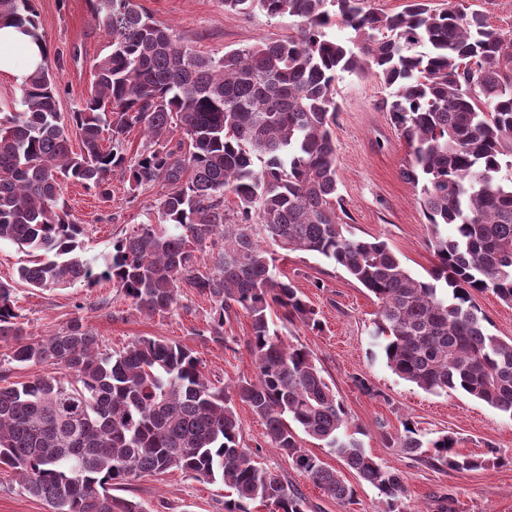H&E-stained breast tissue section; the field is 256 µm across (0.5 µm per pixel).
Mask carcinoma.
I'll return each instance as SVG.
<instances>
[{"label":"carcinoma","instance_id":"1","mask_svg":"<svg viewBox=\"0 0 512 512\" xmlns=\"http://www.w3.org/2000/svg\"><path fill=\"white\" fill-rule=\"evenodd\" d=\"M35 2L0 0V18L42 44ZM91 2L110 41L82 108L68 121L61 115L63 62L45 59L20 87L18 109L0 115V241L37 253L18 269L20 282L92 288L109 280L149 317L169 313L187 284L214 302L208 332L217 342L224 319L246 312L255 377L219 386L191 350L163 338L107 351L78 317L30 342L15 287L0 281V343L10 360L65 370L0 386V467L50 512H146L112 486L173 468L222 481L224 512H307L306 498L242 443V403L263 420V443L327 495L349 501L354 488L303 448L300 432L375 487L382 512H406L403 475L366 451L310 351L272 328L278 311L313 331L321 322L305 295L276 276L264 244L320 256L366 288L379 304L374 335L398 377L433 394L461 391L512 419V338L490 333L473 303V293L490 291L512 305V177L502 175L512 168V37L451 0L440 9L406 0L394 14L364 0H222L229 12L292 23L286 35L216 58L153 21L137 0ZM333 24L352 36L330 37ZM344 72L376 74L394 88L381 106L411 148L402 176L421 187L434 256L425 278L336 213L335 82ZM135 127L147 145L130 156L125 135ZM116 169L130 195L157 187L159 198L96 274L63 186L78 182L108 200ZM448 224L451 238L441 231ZM202 254L212 262L205 272ZM388 442L456 472L503 462L462 455L455 437L424 440L414 428Z\"/></svg>","mask_w":512,"mask_h":512}]
</instances>
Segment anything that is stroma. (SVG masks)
Wrapping results in <instances>:
<instances>
[{
	"mask_svg": "<svg viewBox=\"0 0 512 512\" xmlns=\"http://www.w3.org/2000/svg\"><path fill=\"white\" fill-rule=\"evenodd\" d=\"M139 3L155 22L173 28L193 50L213 57L286 35L290 24L289 19H270L258 12H225L222 0ZM37 8L50 55L64 62L57 108L66 115L85 98L93 62L107 52L109 38L96 24L89 0H37ZM335 89L340 106L335 128L338 214L358 237L385 242L413 275L426 276L434 262L430 230L419 204V188L401 174L409 148L389 114L380 108L389 90L376 75L350 73L339 74ZM109 183L112 196L107 200L78 183L63 189L71 221L83 228L81 254L97 267L111 255L114 240L144 221L157 197L153 189L130 197L127 179L118 171ZM29 259L27 250L0 243V280L16 284V307L29 340L62 331L77 317L104 348L119 351L141 337L164 338L191 349L212 380L233 383L254 376L245 345L251 320L245 312L232 315L224 324L223 341L215 342L205 334L214 304L189 286H182L179 302L170 313L149 317L106 281L92 288H32L20 283L17 272ZM275 265L277 275L291 280L308 298L322 325L318 331L299 324L282 325L280 336L311 352L326 379L335 384L351 425L362 431L366 450L403 474L408 512H440L447 503L455 512H512V418L462 393L430 394L396 376L373 334L378 311L375 297L341 268L306 253L277 258ZM237 412L242 440L254 449L259 466L299 490L310 512H380L376 490L345 470L329 448L307 437L302 440L304 448L353 482L351 501L328 496L288 457L263 446V422L248 406L238 405ZM407 422L428 439L454 436L462 454L480 455L493 448L506 462L456 472L439 462L407 455L386 440L387 434L402 432ZM113 492L144 503L150 512H224L226 496L222 482H203L178 470L135 479L114 487ZM0 512H48V506L22 489L12 469L2 468Z\"/></svg>",
	"mask_w": 512,
	"mask_h": 512,
	"instance_id": "stroma-1",
	"label": "stroma"
}]
</instances>
